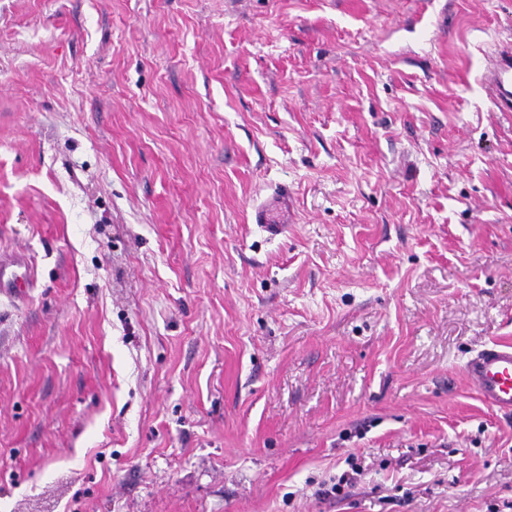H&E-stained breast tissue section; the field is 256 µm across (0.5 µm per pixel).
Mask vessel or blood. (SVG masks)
Returning a JSON list of instances; mask_svg holds the SVG:
<instances>
[{"label": "vessel or blood", "instance_id": "b4317fda", "mask_svg": "<svg viewBox=\"0 0 512 512\" xmlns=\"http://www.w3.org/2000/svg\"><path fill=\"white\" fill-rule=\"evenodd\" d=\"M483 81L497 111L512 112V50L498 52ZM31 280V268L24 260L0 263L1 293L25 298ZM465 373L484 402L497 410L512 412V344L499 342L482 349L467 362Z\"/></svg>", "mask_w": 512, "mask_h": 512}]
</instances>
